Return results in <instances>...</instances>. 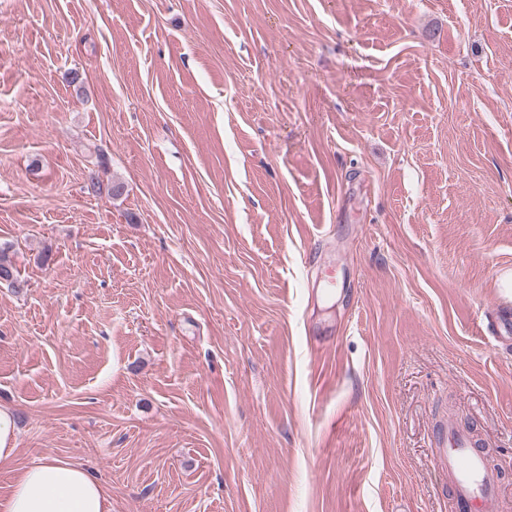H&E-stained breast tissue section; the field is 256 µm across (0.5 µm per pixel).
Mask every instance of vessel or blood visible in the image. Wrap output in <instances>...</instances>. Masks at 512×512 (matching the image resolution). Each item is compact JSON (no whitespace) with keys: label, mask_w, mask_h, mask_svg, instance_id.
I'll return each instance as SVG.
<instances>
[{"label":"vessel or blood","mask_w":512,"mask_h":512,"mask_svg":"<svg viewBox=\"0 0 512 512\" xmlns=\"http://www.w3.org/2000/svg\"><path fill=\"white\" fill-rule=\"evenodd\" d=\"M438 460L447 469L460 512H501L498 475L469 433L455 426L440 432Z\"/></svg>","instance_id":"vessel-or-blood-1"}]
</instances>
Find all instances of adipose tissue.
Returning <instances> with one entry per match:
<instances>
[{"label": "adipose tissue", "instance_id": "ef3b65f1", "mask_svg": "<svg viewBox=\"0 0 512 512\" xmlns=\"http://www.w3.org/2000/svg\"><path fill=\"white\" fill-rule=\"evenodd\" d=\"M0 512H112V500L80 463L47 457L18 473Z\"/></svg>", "mask_w": 512, "mask_h": 512}]
</instances>
